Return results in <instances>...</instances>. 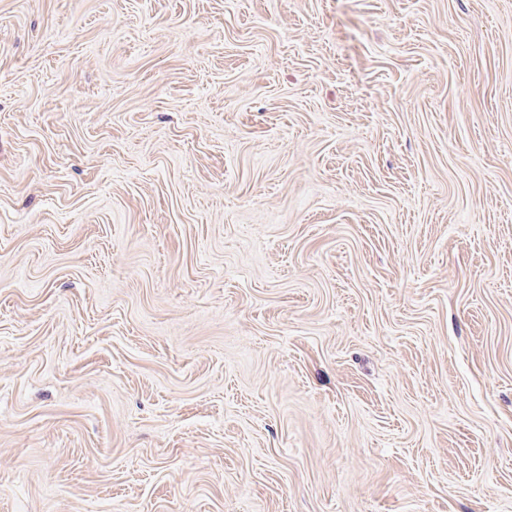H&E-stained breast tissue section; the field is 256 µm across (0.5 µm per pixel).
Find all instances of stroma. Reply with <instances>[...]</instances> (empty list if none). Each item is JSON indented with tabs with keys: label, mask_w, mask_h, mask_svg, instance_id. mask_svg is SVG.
Wrapping results in <instances>:
<instances>
[{
	"label": "stroma",
	"mask_w": 512,
	"mask_h": 512,
	"mask_svg": "<svg viewBox=\"0 0 512 512\" xmlns=\"http://www.w3.org/2000/svg\"><path fill=\"white\" fill-rule=\"evenodd\" d=\"M0 512H512V0H0Z\"/></svg>",
	"instance_id": "1"
}]
</instances>
